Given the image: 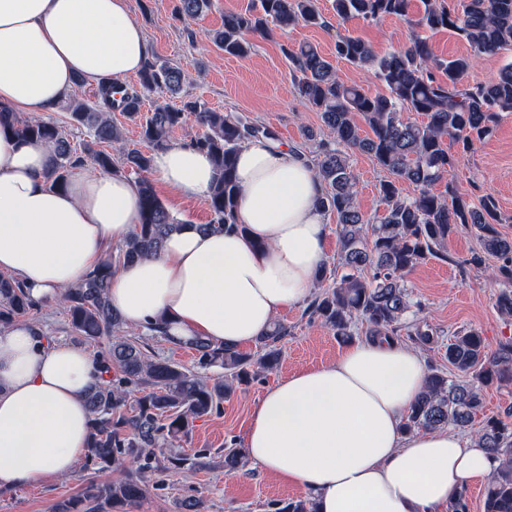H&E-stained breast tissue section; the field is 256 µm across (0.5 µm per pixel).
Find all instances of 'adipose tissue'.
Masks as SVG:
<instances>
[{
    "mask_svg": "<svg viewBox=\"0 0 512 512\" xmlns=\"http://www.w3.org/2000/svg\"><path fill=\"white\" fill-rule=\"evenodd\" d=\"M149 58L129 0H0V106L54 111L77 80L123 83ZM49 146L0 125V272L51 301L82 280L138 221L134 184L85 170L52 187ZM177 196L202 199L215 171L190 145L152 155ZM240 232L187 224L162 251L112 268L109 300L125 326L162 322L177 340L243 348L301 304L326 260L323 186L295 151L262 139L241 148ZM421 354L381 339L347 343L331 363L268 388L244 437L249 461L310 492L318 512H447L452 496L496 466L452 428L404 432L427 385ZM100 372L83 348L20 321L0 330V494L70 475L90 432Z\"/></svg>",
    "mask_w": 512,
    "mask_h": 512,
    "instance_id": "1",
    "label": "adipose tissue"
}]
</instances>
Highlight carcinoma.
Here are the masks:
<instances>
[{
    "label": "carcinoma",
    "mask_w": 512,
    "mask_h": 512,
    "mask_svg": "<svg viewBox=\"0 0 512 512\" xmlns=\"http://www.w3.org/2000/svg\"><path fill=\"white\" fill-rule=\"evenodd\" d=\"M208 7L210 0H179L178 13L189 21ZM333 9L343 22L389 16L411 19L424 32L450 30L468 44L471 54L439 58L432 53L428 37L419 33L409 46L383 55L359 36H337L336 58L373 69L386 88L373 94L342 83L333 63L310 44L287 52L296 93L320 112L326 130L316 150V173L323 183L319 206L336 214L339 224L336 265L323 266L310 314L345 342L354 338L352 322L358 318L369 333L391 337L407 322L417 342L434 343L436 333L418 316L420 305L413 302L405 277L421 263L444 255L448 238L461 225L475 228L482 252L499 261L495 276L508 287L499 292L495 305L511 319L512 239L499 231L501 216L492 195L481 196L475 205L457 195L451 174L459 156L448 151L447 141L466 153L492 134L502 113L512 112V63L492 80L464 82L474 58L512 46V0H467L460 12L452 0H333ZM298 25H326L317 0H254L244 12L225 14L223 26L209 32L208 39L224 54L245 58L252 48L248 35L267 34L273 26L284 31ZM184 80L180 68H158L149 62L140 73L138 91L120 86V97L112 98V88L103 84L96 104L70 97V119L89 130V139L78 147L53 120L13 117L16 135L40 139L50 147L49 178L54 187H65L71 170L86 162L111 174L137 175L139 224L120 248L126 261L158 254L184 221L157 196L150 178L151 156L131 150L117 164L106 150L122 141L112 111L135 118L146 96L164 89L176 93ZM405 112H417L426 120L409 121ZM190 115L205 128L191 145L206 152L216 169L206 198L210 220L204 228L236 230V155L247 140L277 142L278 134L268 126L187 99L177 108L156 106L141 124V137L156 150L165 148L173 129ZM357 116L371 134L358 133ZM349 150L369 155L391 175L379 185L383 208L372 226L359 205L347 162ZM442 181L445 194L439 195L433 188ZM402 183L413 185L416 193L404 195ZM111 275L112 263L106 261L65 289L60 300L77 340L105 345L100 354L104 380L86 397L93 422L84 459L85 465L109 469L116 477L88 481L77 496L53 503L49 512H134L148 496V470L162 474L222 466L228 474L237 472L245 459L240 448L228 447L213 458L207 453L189 456L171 447L188 436L195 420L220 408L224 398L251 383L258 371L275 369L281 342L288 336V326L274 321L255 342L257 355L201 337L186 340L184 346L195 351L199 367L224 370L223 376L204 380L166 358L148 356L144 346L127 334L109 302ZM39 307L20 280L0 274V326ZM445 357L455 376L442 370L428 374L425 391L405 417V431L466 429L483 408L484 388L512 384V340L490 353L477 330H462L450 338ZM477 435L480 447L497 462L484 489L483 512H512V415L485 418ZM278 512L316 509L310 498L290 499L279 504Z\"/></svg>",
    "instance_id": "obj_1"
}]
</instances>
